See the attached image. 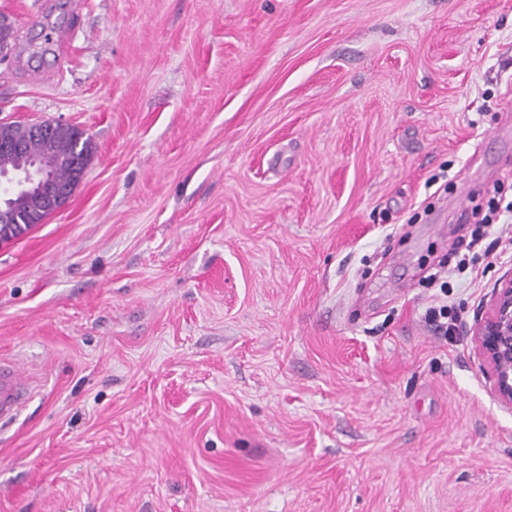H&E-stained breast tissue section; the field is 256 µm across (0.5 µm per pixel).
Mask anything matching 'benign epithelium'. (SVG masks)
<instances>
[{
    "instance_id": "benign-epithelium-1",
    "label": "benign epithelium",
    "mask_w": 512,
    "mask_h": 512,
    "mask_svg": "<svg viewBox=\"0 0 512 512\" xmlns=\"http://www.w3.org/2000/svg\"><path fill=\"white\" fill-rule=\"evenodd\" d=\"M56 166L51 146L34 161L39 173L3 171L10 187L0 199V243L14 240L20 217L33 210H51L70 196L72 186L55 188L49 178ZM474 347L494 379L497 399L512 406V273L494 289L488 312L471 328Z\"/></svg>"
}]
</instances>
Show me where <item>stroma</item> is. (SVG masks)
<instances>
[{"label": "stroma", "instance_id": "stroma-1", "mask_svg": "<svg viewBox=\"0 0 512 512\" xmlns=\"http://www.w3.org/2000/svg\"><path fill=\"white\" fill-rule=\"evenodd\" d=\"M0 115L80 127L0 245V512H512L470 329L425 278L512 198V0H0ZM71 44L45 43L49 29ZM61 136L57 141V153L65 158V163L56 167L54 180L58 184H65L72 181L77 183L84 174V166L91 157L94 145L91 137H85L82 129L66 125L63 127ZM451 273L450 269L447 271L445 266H440L435 273L429 276L431 282L439 283V288L446 297V300H441L438 302V305L431 306L427 310L426 318L436 331L443 332L445 336L454 329L453 327H455V321L457 320L456 317L448 316V290L446 288H448V276ZM28 379L12 362L0 359V423L10 422L25 403Z\"/></svg>", "mask_w": 512, "mask_h": 512}]
</instances>
